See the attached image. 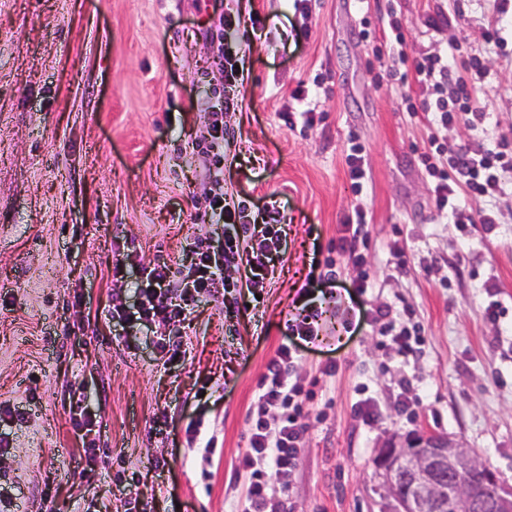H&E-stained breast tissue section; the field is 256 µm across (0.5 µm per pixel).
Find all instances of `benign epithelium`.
I'll return each instance as SVG.
<instances>
[{
	"label": "benign epithelium",
	"mask_w": 512,
	"mask_h": 512,
	"mask_svg": "<svg viewBox=\"0 0 512 512\" xmlns=\"http://www.w3.org/2000/svg\"><path fill=\"white\" fill-rule=\"evenodd\" d=\"M390 467L408 468L414 477L412 489L419 512H512V494L493 498L480 496L471 487L472 475L483 469L474 457L457 442L424 433L402 448L380 450L378 460ZM448 468V487L434 486L432 475L437 467Z\"/></svg>",
	"instance_id": "1"
}]
</instances>
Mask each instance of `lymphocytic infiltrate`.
<instances>
[{
    "mask_svg": "<svg viewBox=\"0 0 512 512\" xmlns=\"http://www.w3.org/2000/svg\"><path fill=\"white\" fill-rule=\"evenodd\" d=\"M240 24V17L222 12L210 34L219 44L217 56L224 67L225 91L211 106L203 171L211 189L203 210L195 214L201 223L223 225L224 240L214 246L188 239L183 248L181 278H174L165 264L146 267L143 273L147 285L141 291L136 314L119 307L112 310L113 318L120 322L137 320L162 336L164 342L159 349L164 354L169 351L167 337L178 335L186 311L210 288L223 286L224 316L234 319L240 312L239 288H247L255 296L261 294L274 275L275 260L285 245L284 215L276 202H268L256 214L246 201H227L224 193V148L234 140L233 132L224 125V115L239 108L236 90L244 81L238 51L227 34ZM398 61L405 66L400 81L410 80L427 90L421 109L430 125L448 126L464 113L474 129L484 130L487 114L479 104L477 84L464 78L455 54L422 55L412 60L402 54ZM423 159L433 179L435 206L450 223L461 227L475 222L494 223L492 205L504 189L506 176L512 174L511 149L504 145L479 151L462 147L448 153L435 142ZM475 201L482 202V209H472ZM233 269L243 270V278L230 277ZM326 284V278L321 277L302 288V311L285 323L289 336L307 344L318 340ZM293 368V352L287 346L280 347L267 365L248 413L250 446L239 462L247 487L235 512H268L276 490L290 487L299 466L306 425L297 402L302 388L293 379Z\"/></svg>",
    "mask_w": 512,
    "mask_h": 512,
    "instance_id": "1",
    "label": "lymphocytic infiltrate"
}]
</instances>
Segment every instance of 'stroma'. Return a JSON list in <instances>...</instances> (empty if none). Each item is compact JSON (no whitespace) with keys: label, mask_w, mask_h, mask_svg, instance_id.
I'll return each instance as SVG.
<instances>
[{"label":"stroma","mask_w":512,"mask_h":512,"mask_svg":"<svg viewBox=\"0 0 512 512\" xmlns=\"http://www.w3.org/2000/svg\"><path fill=\"white\" fill-rule=\"evenodd\" d=\"M494 5L224 0L242 18L234 38L248 73L241 107L224 115L236 132L224 190L256 207L277 201L287 248L237 318L224 317L223 289L201 295L180 325L184 354L168 362L155 336L123 331L110 310L133 309L142 265H175L187 238L222 233L190 221L210 189L192 146L224 86L205 35L215 2L0 0V402L25 414L0 422L11 512H78L92 498L123 512L137 493L152 512H232L259 382L301 288L331 268L337 287L368 282L361 325L346 331L328 312L325 335L296 360L308 430L298 478L270 512H394L377 453L422 433L457 441L512 491V193L495 223L459 232L439 217L417 157L433 136L449 149L512 148V0L501 15ZM440 9L447 26L427 29ZM395 22L408 57L455 45L477 60L488 133L463 117L434 132L408 112L423 94L392 74ZM302 111L311 122L289 126ZM358 210L369 246L353 264L334 246ZM130 249L141 263L113 276ZM494 299L506 310L496 322L485 314ZM387 305L418 331L416 354L386 346L376 312ZM368 396L372 423L355 412Z\"/></svg>","instance_id":"stroma-1"}]
</instances>
